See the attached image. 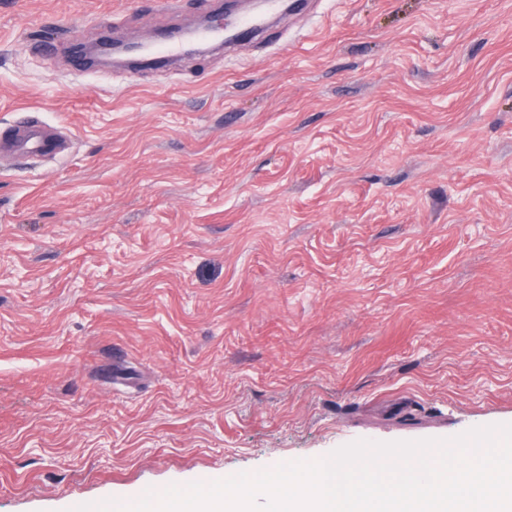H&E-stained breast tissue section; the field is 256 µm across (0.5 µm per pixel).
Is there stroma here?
<instances>
[{
  "label": "stroma",
  "mask_w": 512,
  "mask_h": 512,
  "mask_svg": "<svg viewBox=\"0 0 512 512\" xmlns=\"http://www.w3.org/2000/svg\"><path fill=\"white\" fill-rule=\"evenodd\" d=\"M0 0V512L512 424V0H312L78 74L210 0ZM307 1L292 0H263L259 12L243 15L237 23L229 28L215 27L214 22L221 19V12L213 16L211 25L205 27L189 28L183 32L184 39L197 43L217 41L226 48L236 46L247 34L261 31L276 21L285 11L302 8ZM54 129L38 118L29 117L1 135L0 152L5 150L34 157L60 155L63 140Z\"/></svg>",
  "instance_id": "stroma-1"
}]
</instances>
